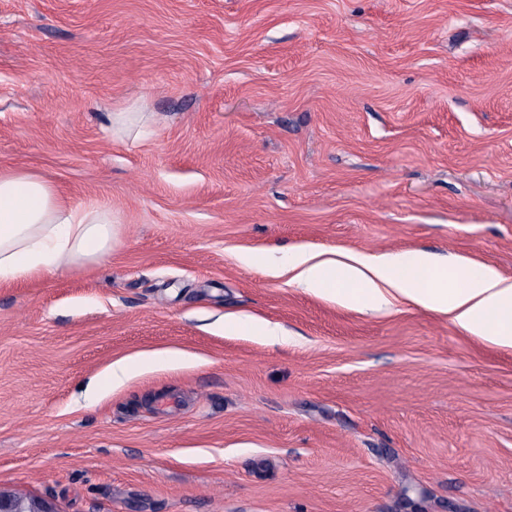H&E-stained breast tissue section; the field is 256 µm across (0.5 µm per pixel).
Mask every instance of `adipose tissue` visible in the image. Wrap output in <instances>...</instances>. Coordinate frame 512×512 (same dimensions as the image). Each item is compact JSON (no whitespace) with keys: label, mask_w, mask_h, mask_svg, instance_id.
Masks as SVG:
<instances>
[{"label":"adipose tissue","mask_w":512,"mask_h":512,"mask_svg":"<svg viewBox=\"0 0 512 512\" xmlns=\"http://www.w3.org/2000/svg\"><path fill=\"white\" fill-rule=\"evenodd\" d=\"M118 242L104 204L72 203L36 173L0 168V286L102 260ZM281 270L303 290L338 305L381 313L405 302L446 315L464 333L512 350V279L490 266L460 263L450 281L421 251L331 255L297 248Z\"/></svg>","instance_id":"ef3b65f1"}]
</instances>
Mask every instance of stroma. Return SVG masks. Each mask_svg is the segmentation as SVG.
I'll list each match as a JSON object with an SVG mask.
<instances>
[{"mask_svg":"<svg viewBox=\"0 0 512 512\" xmlns=\"http://www.w3.org/2000/svg\"><path fill=\"white\" fill-rule=\"evenodd\" d=\"M152 115L115 139L106 111ZM0 168L112 210L0 288V489L59 512H512V351L268 254L512 278V0H0ZM240 312L282 326L217 332ZM179 350L193 362L122 357ZM249 325L259 335L266 336L273 341L284 340L288 333L285 332L281 327L275 325L272 326L268 322L261 319L238 315L234 313L224 314L215 321V327L217 329L224 330V333L228 330L240 327L242 325ZM189 355L181 351H152L139 355L138 358H121L112 362L109 367V375L112 386L123 384L124 381L134 376L135 372L143 364L153 363H179L187 360Z\"/></svg>","mask_w":512,"mask_h":512,"instance_id":"35a3bbf8","label":"stroma"}]
</instances>
